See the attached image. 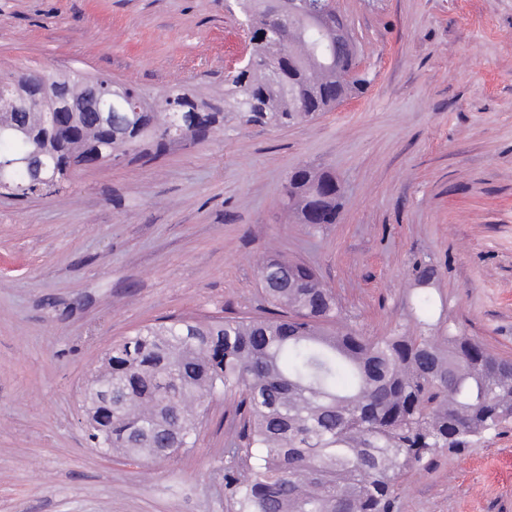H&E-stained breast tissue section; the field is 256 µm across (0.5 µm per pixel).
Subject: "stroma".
Instances as JSON below:
<instances>
[{
    "label": "stroma",
    "instance_id": "1",
    "mask_svg": "<svg viewBox=\"0 0 512 512\" xmlns=\"http://www.w3.org/2000/svg\"><path fill=\"white\" fill-rule=\"evenodd\" d=\"M336 7L364 95L0 196V512H234L221 462L237 397L212 403L191 451L143 465L91 447L81 392L140 326L258 314L267 255L315 269L365 335L423 319L512 360V0ZM240 55L227 0H0V76L80 69L216 98ZM303 165L341 181L335 223L287 222ZM393 512H512V424L407 472Z\"/></svg>",
    "mask_w": 512,
    "mask_h": 512
}]
</instances>
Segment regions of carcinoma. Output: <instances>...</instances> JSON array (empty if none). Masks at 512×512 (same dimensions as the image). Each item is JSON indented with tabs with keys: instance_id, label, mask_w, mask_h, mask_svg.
<instances>
[{
	"instance_id": "cac0c4a2",
	"label": "carcinoma",
	"mask_w": 512,
	"mask_h": 512,
	"mask_svg": "<svg viewBox=\"0 0 512 512\" xmlns=\"http://www.w3.org/2000/svg\"><path fill=\"white\" fill-rule=\"evenodd\" d=\"M254 32L275 20L268 0H236ZM324 33L294 22L289 47L271 38L224 75V98L207 101L187 86L160 98L130 84L146 107L112 115L83 102L78 83L61 92L64 122L5 112L0 126V194L27 199L58 192L98 154L153 159L176 144L170 111L189 122L196 144L219 129L287 127L329 112L371 83L359 70L346 19L334 12ZM85 103L72 117L68 108ZM41 146L53 181L37 190L11 164ZM299 223L322 211L336 223L343 195L336 175L301 166L285 186ZM269 315L167 318L112 345L97 381L112 386V410L85 402L101 450L162 463L195 446L217 397L240 394L243 432L224 449V487L235 512H391L402 477L444 450L465 449L512 422V363L466 336L396 330L366 336L339 326L342 308L304 263L268 258L259 274Z\"/></svg>"
}]
</instances>
